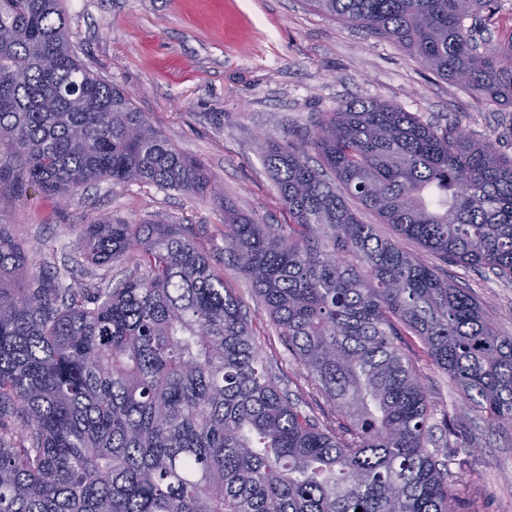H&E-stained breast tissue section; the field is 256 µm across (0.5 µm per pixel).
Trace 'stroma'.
I'll use <instances>...</instances> for the list:
<instances>
[{
  "label": "stroma",
  "instance_id": "35a3bbf8",
  "mask_svg": "<svg viewBox=\"0 0 512 512\" xmlns=\"http://www.w3.org/2000/svg\"><path fill=\"white\" fill-rule=\"evenodd\" d=\"M63 6L84 66L130 92L178 149L201 159L218 197L103 181L80 188L61 207L35 191L20 197L1 187L0 219L33 249L29 272L48 265L72 285L92 284L79 247L84 224L104 215L139 223L160 213L191 225L197 247L223 270L281 386L321 424L335 426V409L294 360L246 277L225 265L223 205L262 224L284 223L263 134L301 143L321 113L353 99L377 97L455 124L510 155L512 108L486 102L427 70L393 39L332 20L304 0H63ZM443 274L512 336V283L461 265H445ZM403 349L435 406V436H442L447 417L467 436L451 449L448 465L457 512H512V428L488 430L417 337H405Z\"/></svg>",
  "mask_w": 512,
  "mask_h": 512
}]
</instances>
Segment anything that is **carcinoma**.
<instances>
[{"label": "carcinoma", "mask_w": 512, "mask_h": 512, "mask_svg": "<svg viewBox=\"0 0 512 512\" xmlns=\"http://www.w3.org/2000/svg\"><path fill=\"white\" fill-rule=\"evenodd\" d=\"M307 4L512 107V39L479 42L467 26L497 0ZM264 160L288 223L224 206V258L336 427L280 387L185 225L100 218L83 259L110 270L130 256L116 286L42 269L16 288L29 258L1 223L0 512H455L457 431L445 420L448 440L428 449L432 404L402 337L496 429L512 428V336L360 212L442 264L512 282V156L368 97L322 113L301 146L266 135ZM103 180L216 195L201 161L80 62L62 0H0V185L65 201ZM360 216L362 220L366 223L377 224L380 234L383 237L393 241H397L401 246H403L405 249L409 251L420 252L425 262L428 263L429 265H440L439 262L434 258V256L431 253L419 251V248L415 243L401 239L390 224H378V219L371 212L363 210L360 212Z\"/></svg>", "instance_id": "1"}]
</instances>
